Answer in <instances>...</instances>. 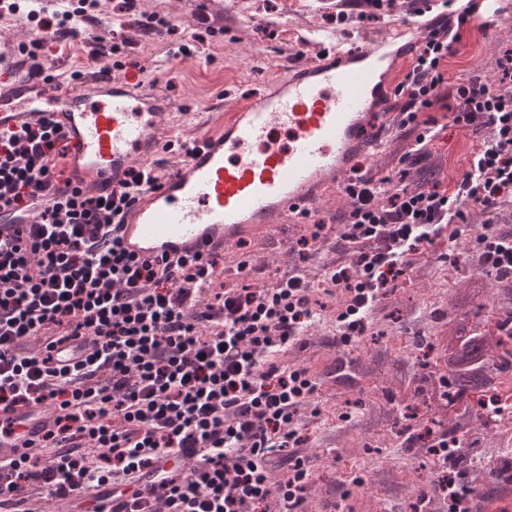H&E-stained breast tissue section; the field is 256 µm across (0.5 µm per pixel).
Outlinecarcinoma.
<instances>
[{"mask_svg":"<svg viewBox=\"0 0 512 512\" xmlns=\"http://www.w3.org/2000/svg\"><path fill=\"white\" fill-rule=\"evenodd\" d=\"M438 359L448 370V383L454 390L455 398L461 399L470 392H480L487 387L490 375L497 370L498 363L491 360L488 337L479 331V326L464 313L455 318L449 347L439 349ZM512 471V459H503L502 467L483 471L473 470L476 484L470 489L474 495L484 489L478 484L481 479H496L506 471Z\"/></svg>","mask_w":512,"mask_h":512,"instance_id":"1","label":"carcinoma"}]
</instances>
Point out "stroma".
<instances>
[{
	"instance_id": "35a3bbf8",
	"label": "stroma",
	"mask_w": 512,
	"mask_h": 512,
	"mask_svg": "<svg viewBox=\"0 0 512 512\" xmlns=\"http://www.w3.org/2000/svg\"><path fill=\"white\" fill-rule=\"evenodd\" d=\"M415 3L383 0L374 17L363 19L352 11L337 17L336 0L322 6L315 0H141V11L164 17L177 32L193 30L202 37L191 57L171 63L166 41L141 29L131 16L125 19L119 56L98 57L96 37L111 27L117 10V0H101L85 21L86 37L57 51L54 67L64 76L93 63L106 67L121 62L125 75L155 81L168 99L171 114L165 127H179L192 137L201 123L211 121L220 97L245 102L266 81L285 77L296 51L314 57L317 38L374 46L395 31ZM510 44L512 20L491 28L472 24L445 65L448 81L476 78L499 87L495 60ZM475 143L472 132L452 126L443 130L431 159L413 170L412 183L437 181L442 188L451 187L466 170ZM483 231L482 221H472L469 236L456 245L443 236L418 255L399 287L377 302L364 336L341 343L331 302L322 321L289 351L288 363L321 381L318 397L300 408L298 420L306 439L300 452L312 460L306 491L310 512H413L425 490L430 496L423 512H448L442 496L429 490L428 479L436 474L433 460L405 443L412 433H447L476 448L477 463L487 469L499 466L503 448L512 447V340L497 339L502 311L490 299L512 290V279L480 276L475 241ZM302 232L301 219L292 216L270 237L227 247L218 255L226 282L237 278L233 259L242 249L266 272L299 268L309 278L323 266L347 261V254L331 244L302 258L296 244ZM465 311L495 337L491 353L499 368L487 387L492 407L479 409L459 433V405L442 396L446 368L434 347L447 343L451 320Z\"/></svg>"
}]
</instances>
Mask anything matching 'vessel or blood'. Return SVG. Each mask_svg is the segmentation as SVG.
<instances>
[{
    "label": "vessel or blood",
    "mask_w": 512,
    "mask_h": 512,
    "mask_svg": "<svg viewBox=\"0 0 512 512\" xmlns=\"http://www.w3.org/2000/svg\"><path fill=\"white\" fill-rule=\"evenodd\" d=\"M409 45L387 37L370 49L321 45L313 60L243 105L223 112L180 155L175 169L141 193L119 235L142 259L208 255L250 235H268L326 192L343 189L351 169L382 141L371 119L394 64ZM18 49L0 44V130L38 119L70 141L72 182L97 193L119 188L133 166L154 165L163 152L158 129L169 105L152 83L112 75L44 81L17 74ZM33 213L0 209V240L24 234ZM45 402L0 406V462L21 457L53 428Z\"/></svg>",
    "instance_id": "1"
}]
</instances>
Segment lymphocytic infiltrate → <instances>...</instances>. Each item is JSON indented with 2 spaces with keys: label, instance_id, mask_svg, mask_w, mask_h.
Wrapping results in <instances>:
<instances>
[{
  "label": "lymphocytic infiltrate",
  "instance_id": "1",
  "mask_svg": "<svg viewBox=\"0 0 512 512\" xmlns=\"http://www.w3.org/2000/svg\"><path fill=\"white\" fill-rule=\"evenodd\" d=\"M99 0L51 19H36L22 54L28 77H43L54 43L77 39ZM471 15L435 20L393 89V128L411 138L387 176L354 169L345 192L351 208L341 239L352 261L325 268L319 282L274 275L255 287L250 255H241L235 286L215 287V256L169 262L141 260L115 229L131 194L157 182L152 167L131 169L117 191L96 196L67 183L68 143L39 122L0 133V205L20 208L43 197L26 237L0 241V405L55 407V427L17 460L0 488V512H44L33 482L89 512L83 488H107L116 512H303L311 476L298 455L302 405L320 381L284 356L320 322L321 296L336 299L342 341L363 335L375 303L397 288L415 255L436 238L456 242L469 213L486 217L478 239L483 274L512 277V232L499 230L512 203V48L496 60L502 87L478 80L445 84L444 62ZM455 101L452 126L480 133L467 169L453 187L412 189L407 178L430 155L437 119L424 110L443 95ZM286 471L270 465L284 449ZM447 436L427 452L440 477L448 512H460L466 489ZM194 459L188 473L136 487L137 473L160 459Z\"/></svg>",
  "mask_w": 512,
  "mask_h": 512
}]
</instances>
